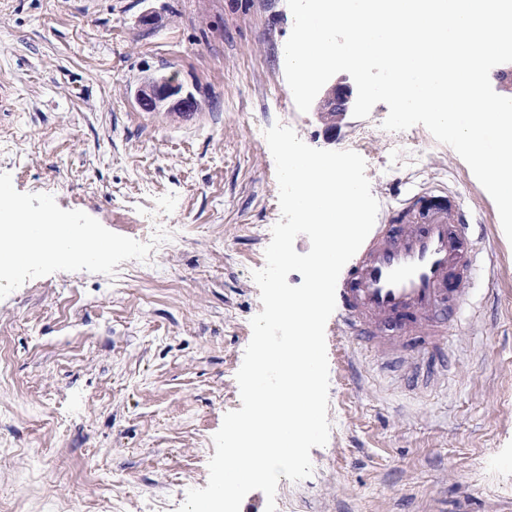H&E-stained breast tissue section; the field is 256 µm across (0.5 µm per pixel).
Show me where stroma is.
I'll return each instance as SVG.
<instances>
[{
	"label": "stroma",
	"instance_id": "1",
	"mask_svg": "<svg viewBox=\"0 0 512 512\" xmlns=\"http://www.w3.org/2000/svg\"><path fill=\"white\" fill-rule=\"evenodd\" d=\"M287 0H0V186L110 244L0 282V512H177L206 487L213 436L262 311L252 278L280 219L274 123L357 149L386 223L453 191L487 236L451 323L447 372L412 387L382 350L325 328L331 424L288 512H512V242L468 165L389 108L326 138L284 74ZM176 74L197 112L140 111Z\"/></svg>",
	"mask_w": 512,
	"mask_h": 512
}]
</instances>
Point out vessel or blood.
I'll return each instance as SVG.
<instances>
[{
	"label": "vessel or blood",
	"mask_w": 512,
	"mask_h": 512,
	"mask_svg": "<svg viewBox=\"0 0 512 512\" xmlns=\"http://www.w3.org/2000/svg\"><path fill=\"white\" fill-rule=\"evenodd\" d=\"M477 243L452 197L425 209L407 203L367 236L339 288L345 335L399 355L422 341L428 368H437L448 320L477 276Z\"/></svg>",
	"instance_id": "vessel-or-blood-1"
}]
</instances>
